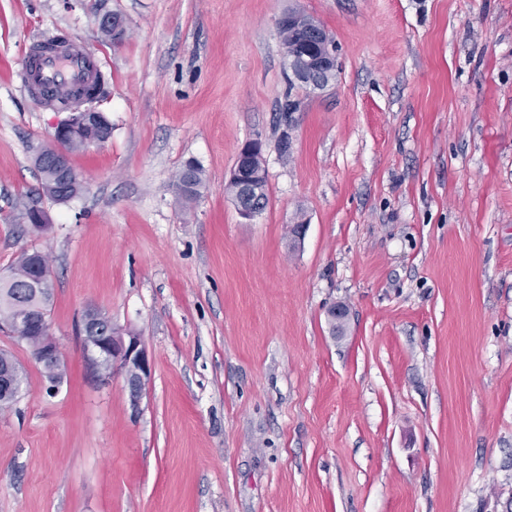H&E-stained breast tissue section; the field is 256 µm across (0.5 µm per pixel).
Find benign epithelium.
<instances>
[{
    "instance_id": "1",
    "label": "benign epithelium",
    "mask_w": 512,
    "mask_h": 512,
    "mask_svg": "<svg viewBox=\"0 0 512 512\" xmlns=\"http://www.w3.org/2000/svg\"><path fill=\"white\" fill-rule=\"evenodd\" d=\"M288 25L300 27L309 33L304 48L294 50L288 55L292 83L308 86L314 90H323L335 80L338 71L336 51H321V45L329 41L326 31L299 10L290 9L283 15ZM70 116L55 128V136L78 133L85 128L105 123L102 114L93 106L69 109ZM35 163L52 165L60 178L59 198L66 199V187L75 179L68 152L64 147L56 148L51 157L42 152L35 154ZM266 173L262 159V145L257 140L245 142L239 149L229 181L236 186L234 202L240 217L246 221L254 219L263 207L259 185L265 180ZM40 326L46 331L30 349L32 358L42 366L54 367L60 360V347L51 334L47 317H42ZM81 346L89 367L102 380L112 377L108 368L117 364L123 373L125 389L131 410H138L145 382L151 373V365L141 338L135 333L120 332L112 327V319L97 308L87 309L82 317L80 330ZM16 372L10 365L0 367V400L15 402L21 387L12 383L9 375Z\"/></svg>"
}]
</instances>
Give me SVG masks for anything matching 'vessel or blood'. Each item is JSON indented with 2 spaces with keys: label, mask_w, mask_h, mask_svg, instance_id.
I'll list each match as a JSON object with an SVG mask.
<instances>
[{
  "label": "vessel or blood",
  "mask_w": 512,
  "mask_h": 512,
  "mask_svg": "<svg viewBox=\"0 0 512 512\" xmlns=\"http://www.w3.org/2000/svg\"><path fill=\"white\" fill-rule=\"evenodd\" d=\"M94 68L92 53L83 44L44 48L37 66L23 69L22 82L44 105L59 107L68 92L91 80Z\"/></svg>",
  "instance_id": "1"
}]
</instances>
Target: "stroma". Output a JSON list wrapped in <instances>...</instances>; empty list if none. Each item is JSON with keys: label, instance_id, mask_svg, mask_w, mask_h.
Wrapping results in <instances>:
<instances>
[{"label": "stroma", "instance_id": "35a3bbf8", "mask_svg": "<svg viewBox=\"0 0 512 512\" xmlns=\"http://www.w3.org/2000/svg\"><path fill=\"white\" fill-rule=\"evenodd\" d=\"M291 8L336 43L327 89L286 80ZM53 34L98 55L112 126L70 153L84 190L63 203L33 158L64 114L21 83ZM256 138L268 204L247 223L225 183ZM32 249L66 374L49 390L0 330L25 374L0 512H512V0H0V277ZM90 307L144 340L139 411L85 362Z\"/></svg>", "mask_w": 512, "mask_h": 512}]
</instances>
